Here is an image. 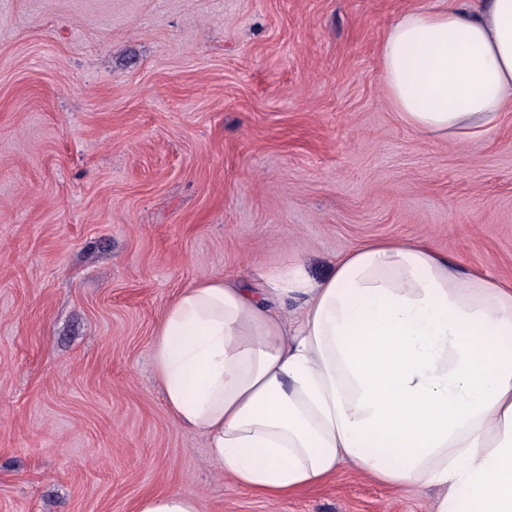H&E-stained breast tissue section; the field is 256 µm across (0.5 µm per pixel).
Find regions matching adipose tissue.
Masks as SVG:
<instances>
[{"label":"adipose tissue","mask_w":512,"mask_h":512,"mask_svg":"<svg viewBox=\"0 0 512 512\" xmlns=\"http://www.w3.org/2000/svg\"><path fill=\"white\" fill-rule=\"evenodd\" d=\"M379 59L412 131L487 135L512 105V0L405 11ZM152 363L174 419L243 489L289 495L351 463L437 488L435 512H512V287L425 242L358 247L319 282L200 281L165 308Z\"/></svg>","instance_id":"adipose-tissue-1"}]
</instances>
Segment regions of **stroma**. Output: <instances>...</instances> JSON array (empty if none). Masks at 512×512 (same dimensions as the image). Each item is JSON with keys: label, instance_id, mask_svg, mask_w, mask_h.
<instances>
[{"label": "stroma", "instance_id": "obj_1", "mask_svg": "<svg viewBox=\"0 0 512 512\" xmlns=\"http://www.w3.org/2000/svg\"><path fill=\"white\" fill-rule=\"evenodd\" d=\"M431 0H0V512H433L352 465L236 486L170 414L151 347L200 280L422 240L512 282V110L404 126L379 44ZM137 512H198L196 503L177 492H166L143 497Z\"/></svg>", "mask_w": 512, "mask_h": 512}]
</instances>
